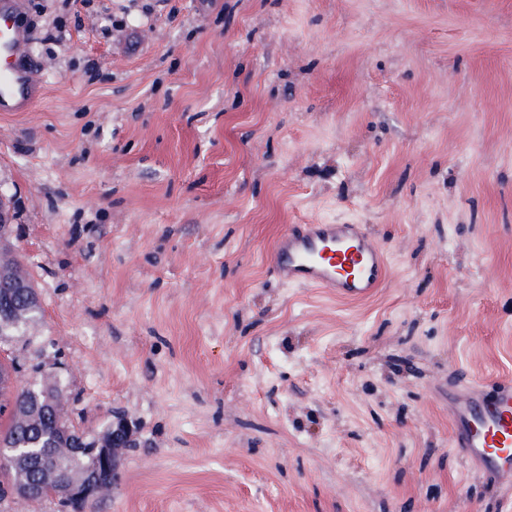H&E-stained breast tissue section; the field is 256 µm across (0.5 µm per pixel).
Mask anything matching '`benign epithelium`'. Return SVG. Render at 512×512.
<instances>
[{"label":"benign epithelium","instance_id":"obj_1","mask_svg":"<svg viewBox=\"0 0 512 512\" xmlns=\"http://www.w3.org/2000/svg\"><path fill=\"white\" fill-rule=\"evenodd\" d=\"M15 288L16 280L6 266H1L0 298L10 299ZM133 445V428L126 420L120 419L111 426L105 440H94L88 448L67 445L57 449L53 458L40 469L34 479L27 476L28 454L14 451L1 456L0 460L5 462L6 471L15 476L10 485L13 494L28 499L49 495L59 499L63 512H73L84 501L106 491L114 462L125 449ZM78 454L83 457V464L78 468L67 466L68 460Z\"/></svg>","mask_w":512,"mask_h":512}]
</instances>
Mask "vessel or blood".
<instances>
[{
  "mask_svg": "<svg viewBox=\"0 0 512 512\" xmlns=\"http://www.w3.org/2000/svg\"><path fill=\"white\" fill-rule=\"evenodd\" d=\"M15 0H0V112L27 111L40 81L26 65L27 39L9 22ZM275 278L361 300L387 276L384 250L365 224H299L277 241L270 257ZM452 448L473 473L512 488V378L448 385Z\"/></svg>",
  "mask_w": 512,
  "mask_h": 512,
  "instance_id": "b4317fda",
  "label": "vessel or blood"
}]
</instances>
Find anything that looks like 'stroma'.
Here are the masks:
<instances>
[{
    "instance_id": "stroma-1",
    "label": "stroma",
    "mask_w": 512,
    "mask_h": 512,
    "mask_svg": "<svg viewBox=\"0 0 512 512\" xmlns=\"http://www.w3.org/2000/svg\"><path fill=\"white\" fill-rule=\"evenodd\" d=\"M41 96L0 113L12 351L136 444L84 512H512L448 379L512 376V0H21ZM294 224L389 260L277 281ZM270 262L278 281L325 288L343 300L370 297L387 276L385 251L366 224L292 226L278 239ZM14 303L18 308L9 309V312L0 301V324L3 325V332L0 329V350L7 338L25 333L36 323L40 314V305L28 306L24 295L17 296Z\"/></svg>"
}]
</instances>
